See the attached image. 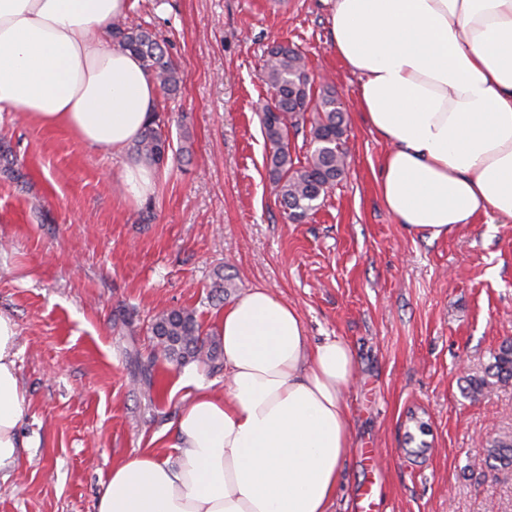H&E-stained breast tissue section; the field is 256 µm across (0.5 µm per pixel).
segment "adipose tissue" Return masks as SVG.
Wrapping results in <instances>:
<instances>
[{
    "instance_id": "ef3b65f1",
    "label": "adipose tissue",
    "mask_w": 512,
    "mask_h": 512,
    "mask_svg": "<svg viewBox=\"0 0 512 512\" xmlns=\"http://www.w3.org/2000/svg\"><path fill=\"white\" fill-rule=\"evenodd\" d=\"M333 47L358 79L363 116L388 145L378 191L411 231L436 240L479 216L512 220V0H323ZM129 0H0V112L66 128L123 153L156 110L142 60L107 31ZM156 169L125 163L126 200ZM227 387L195 393L173 424L175 459L115 465L97 512H330L350 448L355 376L340 337L310 344L297 309L255 286L217 324ZM18 332L0 314V471L27 443Z\"/></svg>"
}]
</instances>
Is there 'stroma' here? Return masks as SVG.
<instances>
[{
    "label": "stroma",
    "instance_id": "obj_1",
    "mask_svg": "<svg viewBox=\"0 0 512 512\" xmlns=\"http://www.w3.org/2000/svg\"><path fill=\"white\" fill-rule=\"evenodd\" d=\"M126 20L184 77L181 93L158 96L174 152L145 201L123 198L124 156L0 112V313L19 333L32 443L0 474V512H96L114 464L174 456L169 427L188 394L176 378L220 390L224 363L163 361L152 320L189 308L214 333L256 285L298 310L311 342L339 336L355 354L332 512H355L363 448L382 467L379 512H512V466L485 461L487 441L512 433V382L466 391L512 341V221L432 241L387 211V145L362 119L321 0H136ZM276 41L330 76L348 122L345 175L299 222L276 196L258 116Z\"/></svg>",
    "mask_w": 512,
    "mask_h": 512
}]
</instances>
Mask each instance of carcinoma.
<instances>
[{"label": "carcinoma", "mask_w": 512, "mask_h": 512, "mask_svg": "<svg viewBox=\"0 0 512 512\" xmlns=\"http://www.w3.org/2000/svg\"><path fill=\"white\" fill-rule=\"evenodd\" d=\"M114 46L135 53L148 72L168 93L181 90L184 78L155 36L146 28L112 26ZM263 79L271 100L261 109V123L268 148L273 182L289 218L300 221L317 207L318 201L341 180L346 170L347 126L343 104L328 84H316L302 54L286 44L268 51ZM165 120L155 115L133 147L134 155L158 165L165 159L170 143L163 136ZM309 125L314 150L305 162L293 159L289 135ZM160 356L180 365L190 360L218 358V347L190 309H170L157 314L151 323ZM512 381V342L503 343L492 355L484 374L470 380L469 393L478 396L498 384ZM487 459L512 465V436L487 443Z\"/></svg>", "instance_id": "carcinoma-1"}]
</instances>
